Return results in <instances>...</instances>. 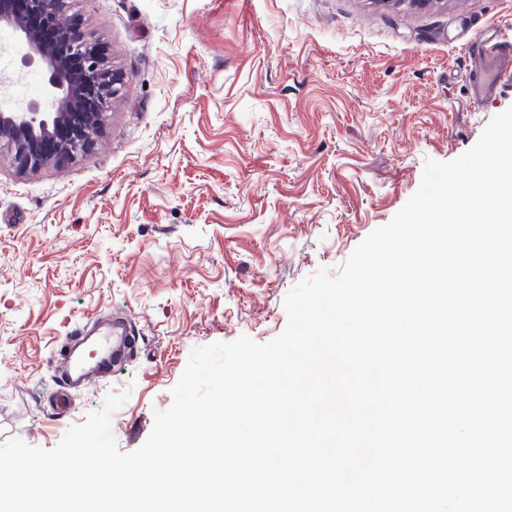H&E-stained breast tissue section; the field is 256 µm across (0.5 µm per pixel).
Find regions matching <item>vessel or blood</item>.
Returning a JSON list of instances; mask_svg holds the SVG:
<instances>
[{
	"instance_id": "b4317fda",
	"label": "vessel or blood",
	"mask_w": 512,
	"mask_h": 512,
	"mask_svg": "<svg viewBox=\"0 0 512 512\" xmlns=\"http://www.w3.org/2000/svg\"><path fill=\"white\" fill-rule=\"evenodd\" d=\"M468 79L473 98L490 99L505 89L512 88V41L505 38H487L473 43L468 64ZM89 318H81L61 336L54 350L60 362L51 397L61 412H69L72 391L86 390L99 379L122 370L130 359L135 345L134 336L124 324L113 323L101 329L94 349L102 361L95 367H84L74 356L75 346L88 336Z\"/></svg>"
}]
</instances>
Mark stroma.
I'll use <instances>...</instances> for the list:
<instances>
[{
    "label": "stroma",
    "instance_id": "stroma-1",
    "mask_svg": "<svg viewBox=\"0 0 512 512\" xmlns=\"http://www.w3.org/2000/svg\"><path fill=\"white\" fill-rule=\"evenodd\" d=\"M123 77L100 145L21 175L0 143V444L54 448L112 416L140 447L193 348L279 337L304 277L338 272L471 148L512 90L476 102L468 50L512 38V0H70ZM120 315L138 338L110 381L58 414L44 393L68 321Z\"/></svg>",
    "mask_w": 512,
    "mask_h": 512
}]
</instances>
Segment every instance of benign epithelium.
Instances as JSON below:
<instances>
[{"mask_svg": "<svg viewBox=\"0 0 512 512\" xmlns=\"http://www.w3.org/2000/svg\"><path fill=\"white\" fill-rule=\"evenodd\" d=\"M13 0H0V27L13 30L31 57L44 68L53 110L30 101L24 108L0 107V140L11 145L13 164L20 173L37 172L74 160L94 146L104 124L106 109L88 89L100 88L104 101L120 96L119 75L108 70L86 32L63 23L66 0H25V13L10 8ZM52 27L73 52L82 56L84 69L74 72L32 26L29 18Z\"/></svg>", "mask_w": 512, "mask_h": 512, "instance_id": "7a95c632", "label": "benign epithelium"}]
</instances>
